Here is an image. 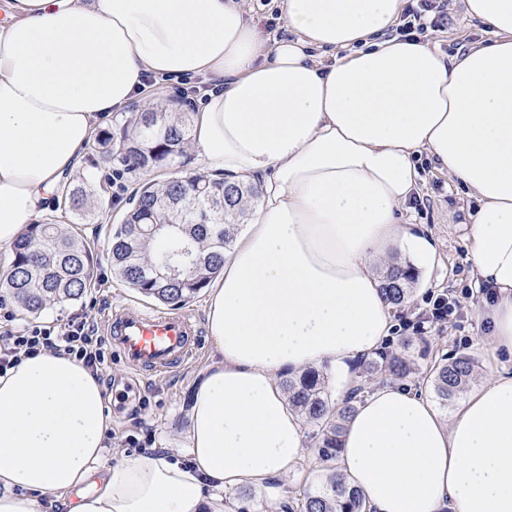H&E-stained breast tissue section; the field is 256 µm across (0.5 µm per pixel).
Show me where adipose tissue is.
Returning <instances> with one entry per match:
<instances>
[{"mask_svg":"<svg viewBox=\"0 0 512 512\" xmlns=\"http://www.w3.org/2000/svg\"><path fill=\"white\" fill-rule=\"evenodd\" d=\"M404 0H284L270 38L241 0H0V249L75 173L142 78L212 84L193 115L206 172L262 182V205L208 284L215 360L195 380L185 454L108 463L104 388L43 353L0 377V512H227L241 486L307 454L283 380L350 377L395 327L378 261L436 259L405 226L428 156L477 201L467 260L505 364L443 415L404 385L357 403L337 460L367 512H512V0H462L491 40L443 54L393 35ZM343 58L324 62L327 53Z\"/></svg>","mask_w":512,"mask_h":512,"instance_id":"1","label":"adipose tissue"}]
</instances>
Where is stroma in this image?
Here are the masks:
<instances>
[{"mask_svg":"<svg viewBox=\"0 0 512 512\" xmlns=\"http://www.w3.org/2000/svg\"><path fill=\"white\" fill-rule=\"evenodd\" d=\"M490 37V32L480 22L463 17L454 7L449 8L443 26L424 34L432 47L446 54L466 51ZM106 173V167L97 164L89 154L81 170L71 177L72 183L84 188L88 199L82 221L87 237L95 241L91 286L78 300L48 304L39 313V320L52 321L83 314L96 324L117 308L137 311L160 307L159 302L139 296L113 274L108 241L95 234L97 225L108 220L115 224L121 221L129 207L132 190L140 179L139 174L127 173L119 184L112 186L105 179ZM421 177L422 203L408 212L407 228L412 234L431 238L437 251L436 262L431 268L419 272L406 306L393 309L396 327L385 347L395 350L402 340L413 338L410 354L420 373L410 379L409 384L427 390L432 384L424 379L423 369L441 358L470 357L474 364L471 385L476 388L489 381L501 363L490 345V323L482 317L483 297L477 294L465 261L475 202L447 173L435 169L430 162H423ZM443 294L457 302V315L446 322L425 321L426 311L431 309L435 298ZM212 355V345H205L200 358L189 367L145 381L142 393L148 396L150 403L143 411L116 408V383L129 376L130 370L120 359H113L111 368L102 377L106 405L112 410L113 428L139 437L144 436L146 430H153L157 448L170 453L180 452L188 428L186 407L190 388L197 375L209 365Z\"/></svg>","mask_w":512,"mask_h":512,"instance_id":"1","label":"stroma"}]
</instances>
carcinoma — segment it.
Masks as SVG:
<instances>
[{"mask_svg":"<svg viewBox=\"0 0 512 512\" xmlns=\"http://www.w3.org/2000/svg\"><path fill=\"white\" fill-rule=\"evenodd\" d=\"M190 127V113L181 111V103L173 99L170 111L137 112L119 135L103 132L93 143L106 162L115 159L132 171H165L163 180L147 179L138 184L123 223L107 225L105 235L113 273L137 294L168 306L195 298L222 270L224 254L232 247L235 228L247 215V205L261 198V191L252 183L183 173ZM84 204V191L66 182L55 195L54 210L77 214ZM176 243L191 246L190 266L172 279L143 274L162 263ZM92 277L91 242L78 224L53 217L30 225L15 242L8 274L0 277V289L10 293L23 310L37 314L49 301L79 298ZM417 280L412 265L392 263L382 279L385 300L393 307L404 305ZM410 343L404 341L400 353H378L367 361V367L381 364L391 375L407 377L412 372L407 354ZM473 373L474 365L467 357L449 363L437 361L429 369L434 391L445 404L465 390ZM284 384L291 406L317 427L320 459L335 461L360 388H352L343 405L335 407L326 380L317 370L291 376ZM296 508L299 512H364L359 492L336 471L305 489Z\"/></svg>","mask_w":512,"mask_h":512,"instance_id":"carcinoma-1","label":"carcinoma"}]
</instances>
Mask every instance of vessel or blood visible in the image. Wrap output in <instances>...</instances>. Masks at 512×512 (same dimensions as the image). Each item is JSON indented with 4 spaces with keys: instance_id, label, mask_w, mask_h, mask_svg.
Instances as JSON below:
<instances>
[{
    "instance_id": "obj_1",
    "label": "vessel or blood",
    "mask_w": 512,
    "mask_h": 512,
    "mask_svg": "<svg viewBox=\"0 0 512 512\" xmlns=\"http://www.w3.org/2000/svg\"><path fill=\"white\" fill-rule=\"evenodd\" d=\"M114 353L138 372L125 380L122 402L140 397L141 380L172 372L184 365L201 345V328L189 311L178 313L119 310L103 326Z\"/></svg>"
}]
</instances>
